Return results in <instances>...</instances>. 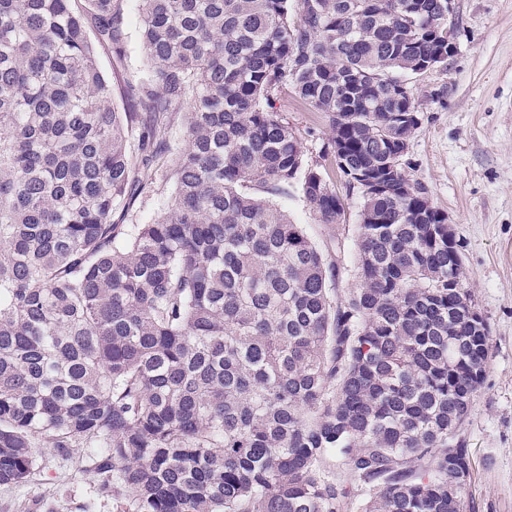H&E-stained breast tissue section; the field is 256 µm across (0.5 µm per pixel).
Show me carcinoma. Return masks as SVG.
Masks as SVG:
<instances>
[{"mask_svg": "<svg viewBox=\"0 0 512 512\" xmlns=\"http://www.w3.org/2000/svg\"><path fill=\"white\" fill-rule=\"evenodd\" d=\"M0 0V484L85 445L119 512H463L490 356L448 215L392 157L448 0ZM329 118L358 286L277 197L346 202L274 110ZM123 107L115 105L116 99ZM151 224H126L184 101ZM338 461L333 469L328 461ZM139 25H140V14H139V2L138 0H128V15H127V32H128V43H127V60L125 62V71L121 68H115L112 70V65L106 54L101 55V64L108 76H120L122 73H127L130 82L134 86H137L139 81L138 77H132L140 75L144 69V56L139 40ZM124 74V75H125Z\"/></svg>", "mask_w": 512, "mask_h": 512, "instance_id": "1", "label": "carcinoma"}]
</instances>
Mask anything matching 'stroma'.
I'll use <instances>...</instances> for the list:
<instances>
[{"mask_svg":"<svg viewBox=\"0 0 512 512\" xmlns=\"http://www.w3.org/2000/svg\"><path fill=\"white\" fill-rule=\"evenodd\" d=\"M458 53L447 71L412 82L421 125L411 136L404 167L423 186L434 207L452 222L466 286L485 317L491 356L463 427L473 461L463 489L465 512H512V0H454ZM139 2L128 0L127 60L114 76L139 75L144 56L139 40ZM277 110L300 136L309 161L322 165L337 192L345 187L324 147L332 132L326 113L283 91ZM173 190L166 160L138 197L128 221L150 224ZM295 223L320 247L336 240L353 245L358 204L350 202L339 224L318 223L298 198H283ZM88 449L62 454L40 449L19 484L0 485V512H77L90 502L94 512H116L99 477L74 478Z\"/></svg>","mask_w":512,"mask_h":512,"instance_id":"obj_1","label":"stroma"}]
</instances>
